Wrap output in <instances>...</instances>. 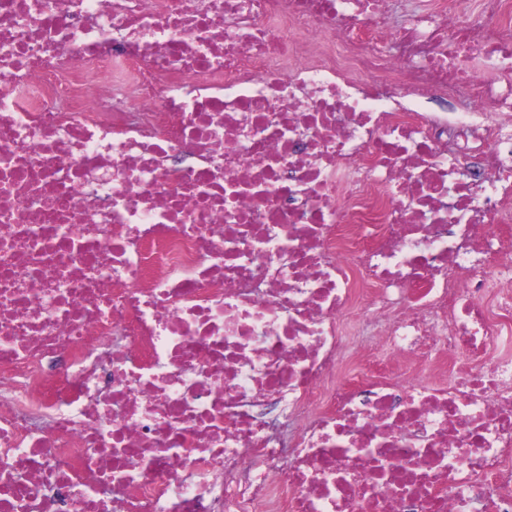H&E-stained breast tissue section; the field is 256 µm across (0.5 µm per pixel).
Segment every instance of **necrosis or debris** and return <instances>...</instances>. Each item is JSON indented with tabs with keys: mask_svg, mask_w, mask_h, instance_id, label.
Returning <instances> with one entry per match:
<instances>
[{
	"mask_svg": "<svg viewBox=\"0 0 512 512\" xmlns=\"http://www.w3.org/2000/svg\"><path fill=\"white\" fill-rule=\"evenodd\" d=\"M463 5L0 0V512H512V0Z\"/></svg>",
	"mask_w": 512,
	"mask_h": 512,
	"instance_id": "4bbe7bcc",
	"label": "necrosis or debris"
}]
</instances>
